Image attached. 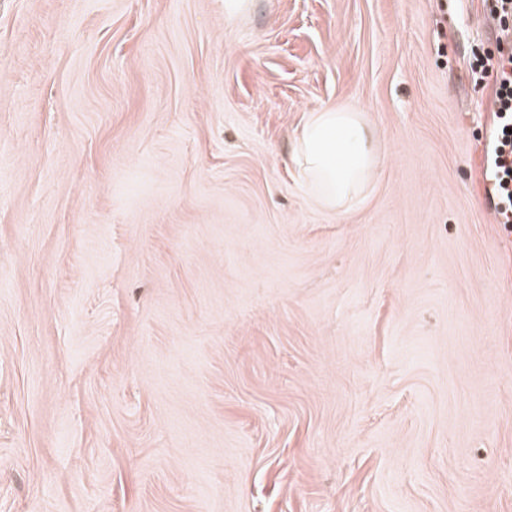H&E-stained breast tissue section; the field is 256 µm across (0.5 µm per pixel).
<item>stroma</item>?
Instances as JSON below:
<instances>
[{"instance_id":"1","label":"stroma","mask_w":512,"mask_h":512,"mask_svg":"<svg viewBox=\"0 0 512 512\" xmlns=\"http://www.w3.org/2000/svg\"><path fill=\"white\" fill-rule=\"evenodd\" d=\"M224 2L0 0V512H512L493 0ZM293 159L309 192L334 208L357 197L381 162L362 113L337 105L308 116Z\"/></svg>"}]
</instances>
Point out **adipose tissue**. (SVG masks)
Listing matches in <instances>:
<instances>
[{
    "label": "adipose tissue",
    "mask_w": 512,
    "mask_h": 512,
    "mask_svg": "<svg viewBox=\"0 0 512 512\" xmlns=\"http://www.w3.org/2000/svg\"><path fill=\"white\" fill-rule=\"evenodd\" d=\"M293 159L309 192L334 208L357 197L380 165L362 114L337 105L308 116Z\"/></svg>",
    "instance_id": "1"
}]
</instances>
